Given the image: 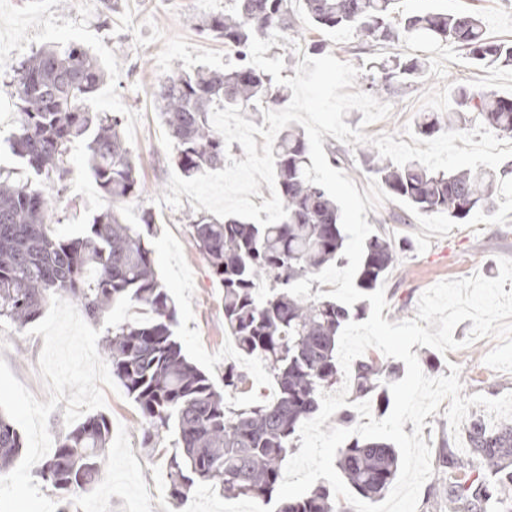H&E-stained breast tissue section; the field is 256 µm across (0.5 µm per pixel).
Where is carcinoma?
Wrapping results in <instances>:
<instances>
[{"label":"carcinoma","instance_id":"1","mask_svg":"<svg viewBox=\"0 0 512 512\" xmlns=\"http://www.w3.org/2000/svg\"><path fill=\"white\" fill-rule=\"evenodd\" d=\"M232 8L201 20L199 29L224 42L240 64L228 71L201 67L176 71L157 83L153 96L175 149L174 161L188 178L224 166V139L211 123L215 106L259 111L288 100L263 70L246 62L251 35L261 39L294 27L288 0H231ZM308 18L334 30L351 28L374 43L403 35L426 49L448 44L473 63L512 62V43L487 37L481 19L469 11H426L392 24L398 0H304ZM379 78L369 88L421 77L425 58L384 59L374 65ZM105 70L87 48H43L14 68L9 87L18 108L12 151L29 170L26 183L0 176V319L22 328L37 321L53 297L78 304L96 322L114 305L131 314L100 340L112 377L137 404L148 428L146 445L157 447L163 431H173L165 482L176 509L188 505L197 487H220L226 498L270 503L281 481V464L301 425L320 411V393L344 382L338 340L344 327L365 313L361 301L300 299L288 292L297 281L340 260L345 236L336 202L304 178L312 166L305 136L285 130L273 147L274 171L287 216L263 228L248 219L201 214L190 233L212 275L224 290V333L238 352L260 362L276 387L270 400L244 406L226 403L229 393L252 388L237 364H224V390L183 353L173 327L178 309L155 272L144 234L125 223L120 206L139 196L138 163L121 132V120L92 105ZM465 129L482 124L512 134V98L457 89L455 108L442 121L425 115L417 122L423 137L441 125ZM84 144L88 167L112 207L95 215L76 237L60 236L47 224L51 198L67 190L70 151ZM373 172L382 187L419 213H440L463 222L489 211L494 198L512 191L501 167L477 172H433L416 162L380 163ZM405 246L373 236L364 245L357 287L373 291L398 261ZM397 364L373 353L351 365L355 399L389 405ZM111 425L102 413L87 415L59 435L43 460L39 477L58 494L56 512H71L73 497L101 479ZM467 460L452 452L438 458L448 469V512H512V421L495 427L480 418L465 429ZM23 447L13 422L0 414V471L12 466ZM399 458L383 439L353 438L339 450L336 468L350 492L381 499L396 479ZM276 512H355L318 485L298 498L281 501Z\"/></svg>","mask_w":512,"mask_h":512}]
</instances>
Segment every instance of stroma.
<instances>
[{"label": "stroma", "mask_w": 512, "mask_h": 512, "mask_svg": "<svg viewBox=\"0 0 512 512\" xmlns=\"http://www.w3.org/2000/svg\"><path fill=\"white\" fill-rule=\"evenodd\" d=\"M231 0H88L77 10L71 0H0V45L9 48L7 62H0V167L14 171L17 182L26 176L10 148L18 109L7 94L9 67L46 45L62 47L75 43L88 47L106 68V80L96 97V107L117 114L132 154L141 164L145 191L124 205L125 223L143 229L144 214L154 224L147 242L154 252L155 269L179 310L174 334L187 358L206 372L216 384L224 382V362L237 358L255 384L249 395H228L229 403L241 405L250 398L271 396L273 389L264 369L255 360L238 357L236 349L224 346V293L212 280L208 264L194 247L189 224L197 211L190 197L179 207L162 204L174 153L157 114L152 86L174 70L191 72L207 66L226 70L236 60L222 42L198 32L196 25L207 15L221 14ZM296 20L294 32L271 46L267 58H283L282 77H295L302 54L313 44L325 53L359 68L354 88L367 91L371 62L413 54L411 42L399 40L368 44L355 30H326L313 24L304 10V0H288ZM467 9L482 20L489 37L512 40V0H399L400 17L427 11L456 12ZM467 85L512 98V67H478L456 47H432L422 78L411 85L396 86L394 92L378 93L380 102L391 105L387 118L362 126V112L351 110L344 118L350 127H363L368 142L345 144L324 135L323 148L333 168L351 178L358 191H365L374 175L371 167L381 156L371 137L401 135L405 125L416 124L422 113L446 116L453 106L457 86ZM68 190L55 200L49 222L55 231L75 236L92 217L110 207V200L97 187L82 143H75L70 155ZM374 235L405 243L398 262L383 278L387 306L382 316L395 323L415 318L422 293L434 284L480 274L499 275V258H512V197L497 200L491 212L479 211L467 223H449L447 215L409 211L393 199L366 211ZM470 321L453 332L462 346L441 352L414 345L413 353L435 365L434 376H446L451 366L460 369L463 395L481 394L491 399L512 392V373L488 367L484 358L495 346L492 338L468 342ZM44 345L42 336L28 329L0 321V358L14 376L42 402L48 390L38 374ZM102 412L111 422L105 469L98 486L80 496V512H174L168 496L163 458L143 443L146 430L137 407L125 389L106 391ZM192 512H273V505L249 499H230L219 490L198 488Z\"/></svg>", "instance_id": "stroma-1"}]
</instances>
